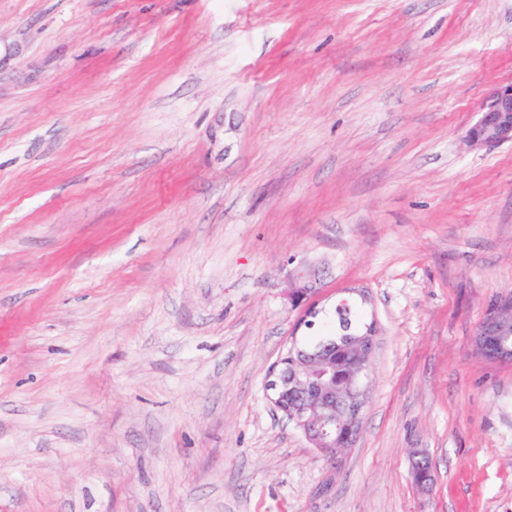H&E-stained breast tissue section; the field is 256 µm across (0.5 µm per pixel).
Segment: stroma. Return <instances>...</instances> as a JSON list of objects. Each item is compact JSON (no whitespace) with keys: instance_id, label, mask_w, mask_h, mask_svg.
Segmentation results:
<instances>
[{"instance_id":"obj_1","label":"stroma","mask_w":512,"mask_h":512,"mask_svg":"<svg viewBox=\"0 0 512 512\" xmlns=\"http://www.w3.org/2000/svg\"><path fill=\"white\" fill-rule=\"evenodd\" d=\"M508 82L512 0H0V512H512ZM302 266L376 325L333 464L266 391ZM465 138L472 146L512 142V82L497 88ZM483 320H486L484 325L478 326L474 333L476 345L492 359L512 360V347L505 340V336L512 335V298L498 300L487 307ZM426 458L429 462V469H428V472H427V477L424 478V479H421L419 481H414V483L416 484V486L421 489L422 491H429L430 488L432 487L433 485V482H434V477H433V473H432V465H431V461H430V458L428 457V455L426 454L425 451L421 450V449H414L412 452H411V470H412V477H413V471H414V475H415V479L417 478H421L424 473L426 472L427 468H428V465L425 463V461L423 462V465H417L415 466L416 462L417 461H420L421 459H424ZM414 466H415V470H414Z\"/></svg>"}]
</instances>
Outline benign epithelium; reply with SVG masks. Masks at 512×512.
Instances as JSON below:
<instances>
[{"label": "benign epithelium", "mask_w": 512, "mask_h": 512, "mask_svg": "<svg viewBox=\"0 0 512 512\" xmlns=\"http://www.w3.org/2000/svg\"><path fill=\"white\" fill-rule=\"evenodd\" d=\"M472 146L512 142V82L497 88L465 135ZM313 294L312 274L298 273L289 298L295 305ZM483 326L476 329V344L492 359H511L512 298L486 308ZM376 346V330L368 346L359 348L365 363L352 385L337 389L341 367L329 354L294 357L285 352L275 363L268 383L269 399L276 410L301 431L324 458L336 461L337 449L357 440L368 403L369 364Z\"/></svg>", "instance_id": "obj_1"}]
</instances>
